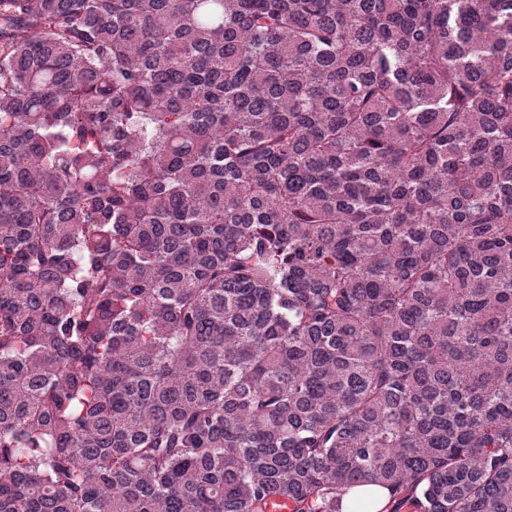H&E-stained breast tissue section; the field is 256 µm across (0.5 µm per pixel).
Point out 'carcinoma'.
<instances>
[{
    "label": "carcinoma",
    "instance_id": "obj_1",
    "mask_svg": "<svg viewBox=\"0 0 512 512\" xmlns=\"http://www.w3.org/2000/svg\"><path fill=\"white\" fill-rule=\"evenodd\" d=\"M512 512V0H0V512ZM389 499L386 491L373 486L351 488L343 497V512H381Z\"/></svg>",
    "mask_w": 512,
    "mask_h": 512
}]
</instances>
